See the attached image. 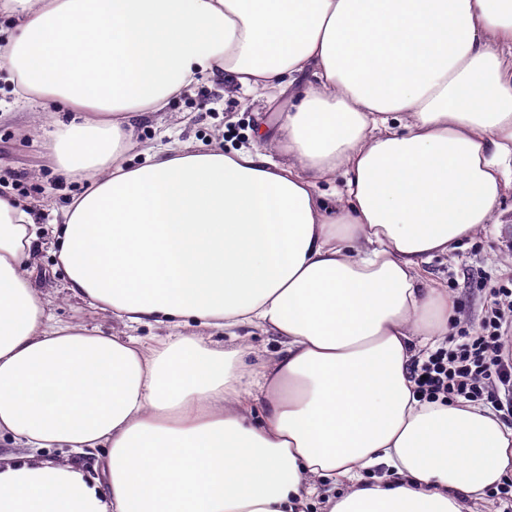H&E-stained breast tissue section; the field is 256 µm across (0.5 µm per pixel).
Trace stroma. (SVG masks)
Masks as SVG:
<instances>
[{"label": "stroma", "instance_id": "35a3bbf8", "mask_svg": "<svg viewBox=\"0 0 512 512\" xmlns=\"http://www.w3.org/2000/svg\"><path fill=\"white\" fill-rule=\"evenodd\" d=\"M287 101V93L277 89L246 94L229 81L203 80L194 93L173 99L165 111L138 123L128 159L139 165L146 154L183 143L216 142L228 151L253 148L257 117L277 126ZM0 110L9 114L0 122V196L24 202L38 199L49 209L68 204L82 187L62 177L43 148L38 133L41 108L15 109L12 95L4 88ZM510 271L512 223L486 225L475 236L463 239L454 252L435 255L421 267L433 286L447 289L455 298L454 320L474 328L485 314L490 288ZM36 283L55 321L93 327L106 335H133L145 342L165 333L157 326L126 327L111 313L69 297L45 249L40 252Z\"/></svg>", "mask_w": 512, "mask_h": 512}]
</instances>
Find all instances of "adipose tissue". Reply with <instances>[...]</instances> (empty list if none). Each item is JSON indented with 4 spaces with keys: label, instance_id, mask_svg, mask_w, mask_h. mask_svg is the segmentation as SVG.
<instances>
[{
    "label": "adipose tissue",
    "instance_id": "adipose-tissue-1",
    "mask_svg": "<svg viewBox=\"0 0 512 512\" xmlns=\"http://www.w3.org/2000/svg\"><path fill=\"white\" fill-rule=\"evenodd\" d=\"M0 77L54 104L70 296L152 344L51 321L42 209L0 197V439L103 450L0 464V512H466L512 480V426L420 400L455 303L422 264L512 189V0H0ZM228 77L294 89L266 150L127 165L134 128ZM331 192L320 191L321 183ZM197 323L199 335H181ZM276 336L252 363L241 329ZM230 339L221 345L214 334ZM101 452L92 451L89 454H77L68 448H49L35 453V461H52L72 464L79 467L87 477L97 476V467L100 461Z\"/></svg>",
    "mask_w": 512,
    "mask_h": 512
}]
</instances>
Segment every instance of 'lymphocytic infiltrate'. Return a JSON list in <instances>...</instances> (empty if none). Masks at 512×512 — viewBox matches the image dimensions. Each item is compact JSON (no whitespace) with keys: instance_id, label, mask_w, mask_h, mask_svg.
I'll list each match as a JSON object with an SVG mask.
<instances>
[{"instance_id":"obj_1","label":"lymphocytic infiltrate","mask_w":512,"mask_h":512,"mask_svg":"<svg viewBox=\"0 0 512 512\" xmlns=\"http://www.w3.org/2000/svg\"><path fill=\"white\" fill-rule=\"evenodd\" d=\"M478 328L458 327L411 374L421 399H464L512 415V274L493 288Z\"/></svg>"}]
</instances>
